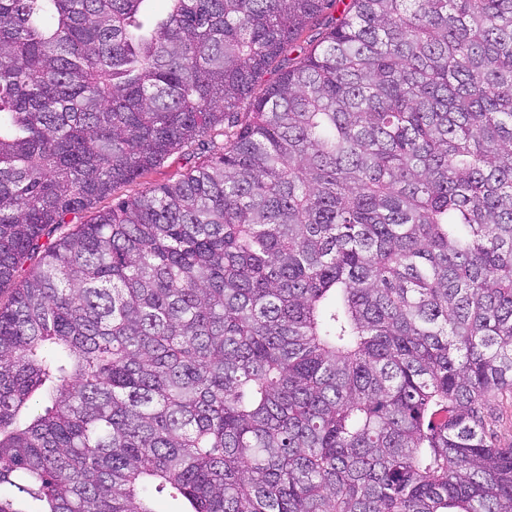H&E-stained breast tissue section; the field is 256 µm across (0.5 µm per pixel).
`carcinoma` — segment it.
<instances>
[{"instance_id":"obj_1","label":"carcinoma","mask_w":512,"mask_h":512,"mask_svg":"<svg viewBox=\"0 0 512 512\" xmlns=\"http://www.w3.org/2000/svg\"><path fill=\"white\" fill-rule=\"evenodd\" d=\"M148 2L0 0V512H512V0ZM194 155L195 157L191 155L190 160H187L188 156L184 155V152L173 154L167 161L141 179L140 182L119 189L115 194L117 195L116 198L135 195L147 186L173 182L181 177L188 166L194 164V162L201 163L209 157V153ZM497 416L490 424L496 442L502 447L512 446V393L505 392L495 398Z\"/></svg>"}]
</instances>
